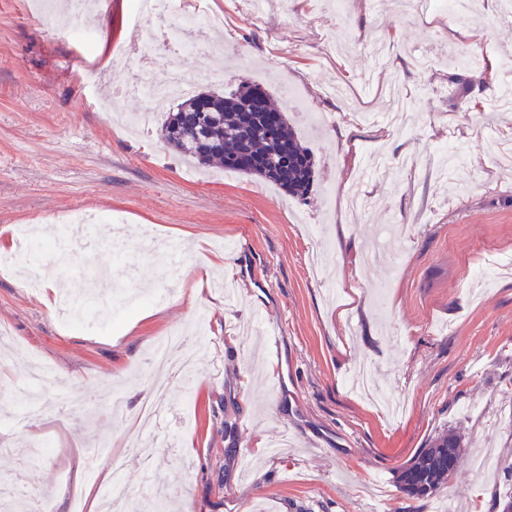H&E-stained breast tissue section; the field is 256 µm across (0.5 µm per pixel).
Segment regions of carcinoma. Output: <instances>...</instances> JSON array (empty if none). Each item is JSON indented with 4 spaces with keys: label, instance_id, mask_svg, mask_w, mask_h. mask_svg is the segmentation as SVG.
<instances>
[{
    "label": "carcinoma",
    "instance_id": "carcinoma-1",
    "mask_svg": "<svg viewBox=\"0 0 512 512\" xmlns=\"http://www.w3.org/2000/svg\"><path fill=\"white\" fill-rule=\"evenodd\" d=\"M164 144L203 165L258 177L292 196L306 197L314 185V159L288 124L270 108V94L258 84H241L228 95L199 93L169 106L161 128ZM463 455L461 437L444 430L432 437L402 471L400 482L416 498L434 495L448 483V453Z\"/></svg>",
    "mask_w": 512,
    "mask_h": 512
}]
</instances>
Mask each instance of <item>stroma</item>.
<instances>
[{
	"label": "stroma",
	"mask_w": 512,
	"mask_h": 512,
	"mask_svg": "<svg viewBox=\"0 0 512 512\" xmlns=\"http://www.w3.org/2000/svg\"><path fill=\"white\" fill-rule=\"evenodd\" d=\"M337 1L264 0L254 26L246 0H208L225 14L212 51L170 58L195 91L269 92L313 153L302 201L184 159L162 143V116L137 135L113 124L102 97L138 111L124 87L151 62L130 37L128 0L80 17L90 50L29 0H0V254L17 257L0 265V504L29 495L36 512H75L79 462L101 493L111 470L134 505L160 475L173 512H500L512 495V276L470 278L512 255V111L496 108L512 24L500 0H473L453 22L400 13L397 0ZM465 31L490 64L466 68L462 97L452 76ZM414 50L430 55L427 71ZM73 212L107 215L92 244L69 241ZM151 230L179 262L142 250ZM44 273L62 292L93 289L79 326L59 296L19 287ZM200 312L194 382L166 391L169 447L125 448L157 347ZM35 361L50 369L48 411L20 393ZM358 366L406 399L400 415L351 391ZM445 429L467 449L448 484L411 498L398 477ZM484 451L494 466L478 475Z\"/></svg>",
	"instance_id": "1"
}]
</instances>
